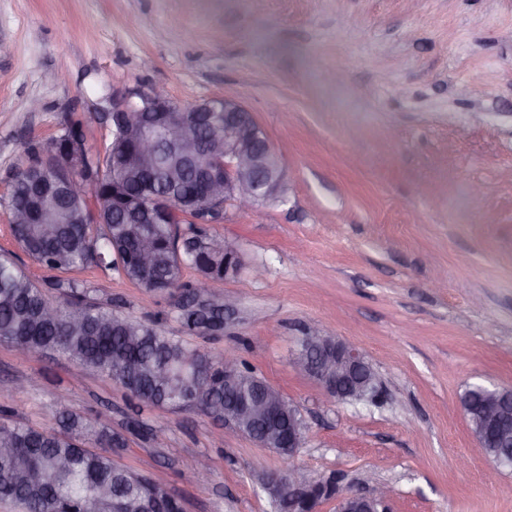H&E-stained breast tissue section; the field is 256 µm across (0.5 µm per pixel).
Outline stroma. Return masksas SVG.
<instances>
[{"mask_svg":"<svg viewBox=\"0 0 512 512\" xmlns=\"http://www.w3.org/2000/svg\"><path fill=\"white\" fill-rule=\"evenodd\" d=\"M0 42V198L27 144L70 115L102 147L91 115L107 100L161 87L180 105L245 106L285 191L211 225L241 263L212 289L238 307L188 343L235 352L297 407L307 478L389 484L391 512H512V470L487 481L460 402L473 384L512 387V0H0ZM1 250L62 297L0 205ZM61 278L182 334L169 296L98 268ZM309 328L363 352L378 403L336 402L296 370ZM62 401L124 434L114 462L185 512H272L260 477L284 469L276 452L193 408L137 407L63 354L23 360L0 344V406L40 425Z\"/></svg>","mask_w":512,"mask_h":512,"instance_id":"35a3bbf8","label":"stroma"}]
</instances>
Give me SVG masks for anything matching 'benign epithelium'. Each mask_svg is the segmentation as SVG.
I'll return each mask as SVG.
<instances>
[{
  "mask_svg": "<svg viewBox=\"0 0 512 512\" xmlns=\"http://www.w3.org/2000/svg\"><path fill=\"white\" fill-rule=\"evenodd\" d=\"M100 111L112 113V129L130 145L125 153L130 171L141 175L162 167L159 139L164 152L179 153L203 169V179L189 199L197 210L208 214L206 224L217 222L215 216L227 205L250 209L283 187V167L274 146L252 113L229 95L180 106L155 90L138 104L112 102ZM201 126L222 128L224 137L202 141L197 135ZM132 212L144 224H173L182 216L179 207L153 193L149 182L142 185ZM295 364L338 402H375L380 397L376 376L364 355L355 346L317 329H307L300 337ZM224 386L242 387L239 366L231 354L224 356ZM284 404L280 396L266 392L240 398L224 406V425L238 431L243 420L260 423ZM511 405V391L492 390L482 403L480 418L495 421ZM291 418L288 435L267 431L272 438L288 439L282 452L290 460L301 448L305 431L299 411L291 412ZM261 481L283 512H319L320 505L331 499L336 500L337 512H387L393 496L387 486L359 492L332 478L313 481L292 471H268Z\"/></svg>",
  "mask_w": 512,
  "mask_h": 512,
  "instance_id": "1",
  "label": "benign epithelium"
}]
</instances>
